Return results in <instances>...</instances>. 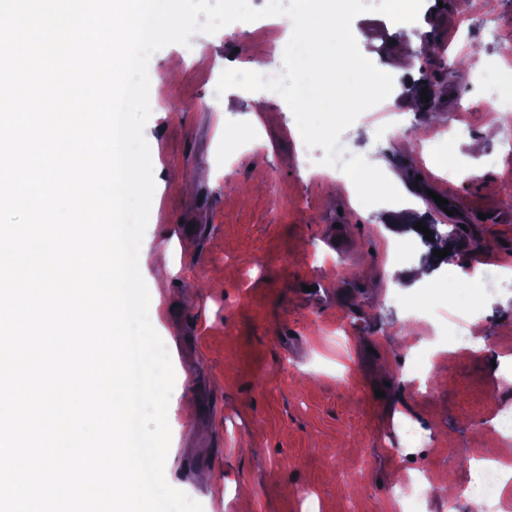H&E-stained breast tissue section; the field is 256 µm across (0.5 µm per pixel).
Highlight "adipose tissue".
Instances as JSON below:
<instances>
[{"instance_id": "ef3b65f1", "label": "adipose tissue", "mask_w": 512, "mask_h": 512, "mask_svg": "<svg viewBox=\"0 0 512 512\" xmlns=\"http://www.w3.org/2000/svg\"><path fill=\"white\" fill-rule=\"evenodd\" d=\"M309 0H295V11L283 17L289 35V59L295 72L291 91L297 101L300 118L312 112L341 116L364 98L387 93L396 80L414 84L413 71L402 63L371 72L367 63L355 54V37L346 15L358 8L359 0H343L342 9L323 16L320 23L307 25L301 18L309 10ZM341 58L346 69L327 71L331 58Z\"/></svg>"}]
</instances>
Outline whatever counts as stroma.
I'll return each mask as SVG.
<instances>
[{
  "label": "stroma",
  "instance_id": "35a3bbf8",
  "mask_svg": "<svg viewBox=\"0 0 512 512\" xmlns=\"http://www.w3.org/2000/svg\"><path fill=\"white\" fill-rule=\"evenodd\" d=\"M426 7L401 26L389 0H362L347 16L372 70L395 53L438 91L424 109L396 84L381 121L355 107L303 123L294 102L249 83L250 61L288 59L275 16L194 34L149 61L156 188L139 267L147 281L174 269L150 321L172 359L171 400L191 399L194 415L168 414L165 478L203 512H243L247 487L252 512H395L406 476L456 485L473 454L497 449L489 425L512 405V276L490 288L483 275L512 266V133L485 145L478 176L460 170L468 141L512 111L500 80L512 65V0ZM426 43L437 52L422 54ZM335 138L347 142L348 169L314 175ZM408 153L465 224L428 288L393 264L386 225L395 193L446 221L407 181ZM429 155L448 156L447 170L426 165ZM371 163L380 179H357ZM430 289L455 304L466 344L441 322L408 320ZM210 471L223 473L222 494L202 482Z\"/></svg>",
  "mask_w": 512,
  "mask_h": 512
}]
</instances>
